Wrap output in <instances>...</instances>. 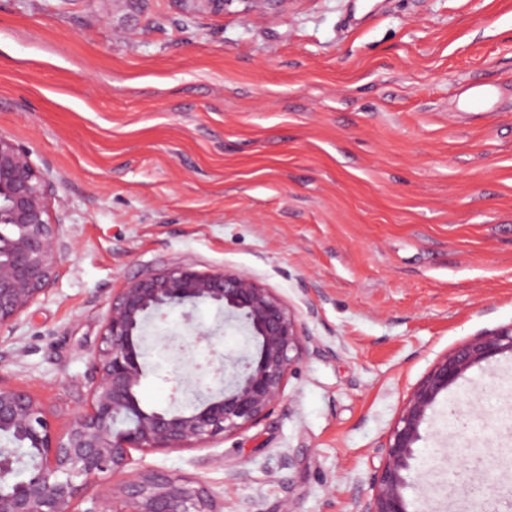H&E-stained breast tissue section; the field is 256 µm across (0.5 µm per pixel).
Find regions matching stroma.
I'll return each mask as SVG.
<instances>
[{
  "label": "stroma",
  "mask_w": 512,
  "mask_h": 512,
  "mask_svg": "<svg viewBox=\"0 0 512 512\" xmlns=\"http://www.w3.org/2000/svg\"><path fill=\"white\" fill-rule=\"evenodd\" d=\"M498 86L489 112L462 89ZM0 131L58 177L69 245L0 340V373L57 432L88 402L108 306L150 268L246 272L313 341L259 424L125 470L205 485L224 512H354L403 398L444 353L512 323V0H294L263 17L172 0H0ZM145 326L143 407L176 371L251 351L208 303ZM210 340L195 342L197 332ZM475 416L449 425L450 409ZM291 466H284V459ZM512 512V355L423 425L410 512Z\"/></svg>",
  "instance_id": "obj_1"
}]
</instances>
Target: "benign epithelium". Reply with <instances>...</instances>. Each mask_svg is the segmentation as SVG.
<instances>
[{"instance_id": "obj_1", "label": "benign epithelium", "mask_w": 512, "mask_h": 512, "mask_svg": "<svg viewBox=\"0 0 512 512\" xmlns=\"http://www.w3.org/2000/svg\"><path fill=\"white\" fill-rule=\"evenodd\" d=\"M188 14L240 13L263 17L286 12L295 0H173ZM58 200L50 171L30 151L0 132V332L13 333L21 317L54 284L68 248L53 218ZM208 302L241 323L254 352L233 364L218 393L199 391L186 412L146 409L138 399L144 375L136 343L144 323L179 308ZM312 342L296 316L269 289L243 272H202L190 265L148 272L128 281L112 298L102 344L91 359L89 403L57 432L31 392L0 377V433L34 451L24 478L0 490V512H76L74 505L102 474L118 475L130 450L191 448L262 421L283 397ZM512 354V324L481 332L440 357L403 400L395 425L381 445L369 493L356 512H409L404 490L421 427L440 394L470 368ZM487 485L464 492L469 512H485ZM204 485L177 481L151 470L112 483L91 512H223Z\"/></svg>"}]
</instances>
